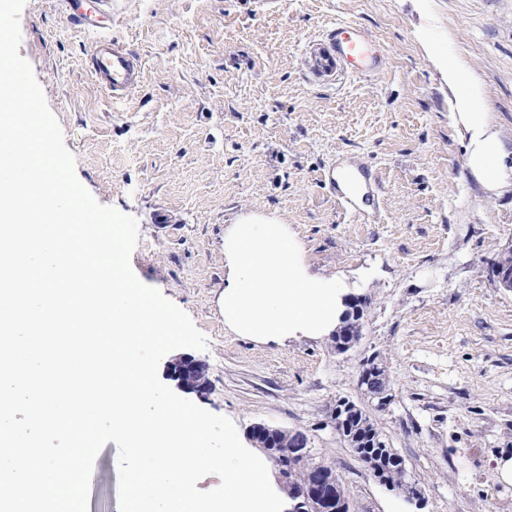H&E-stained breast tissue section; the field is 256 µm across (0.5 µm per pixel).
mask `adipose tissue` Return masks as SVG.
<instances>
[{"instance_id":"1","label":"adipose tissue","mask_w":512,"mask_h":512,"mask_svg":"<svg viewBox=\"0 0 512 512\" xmlns=\"http://www.w3.org/2000/svg\"><path fill=\"white\" fill-rule=\"evenodd\" d=\"M447 80L454 90L452 112L456 124L468 135L466 167L489 193L498 195L512 188V168L505 165L499 131L487 120L485 100L477 82L461 85L460 70L449 66Z\"/></svg>"}]
</instances>
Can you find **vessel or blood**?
<instances>
[{"instance_id": "obj_1", "label": "vessel or blood", "mask_w": 512, "mask_h": 512, "mask_svg": "<svg viewBox=\"0 0 512 512\" xmlns=\"http://www.w3.org/2000/svg\"><path fill=\"white\" fill-rule=\"evenodd\" d=\"M312 70L320 78L340 74L370 77L388 66L386 49L354 21L333 23L324 38L312 44ZM92 69L113 99L128 96L136 85L137 71L132 55L114 39H99L93 48ZM323 185L332 189L341 209L351 217L368 221L378 210L381 178L376 171L343 161L321 170Z\"/></svg>"}]
</instances>
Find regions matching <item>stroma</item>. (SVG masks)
Here are the masks:
<instances>
[{
    "mask_svg": "<svg viewBox=\"0 0 512 512\" xmlns=\"http://www.w3.org/2000/svg\"><path fill=\"white\" fill-rule=\"evenodd\" d=\"M68 0H26L20 56L31 65L100 204L133 216L138 279L208 340L210 392L198 406L304 432L341 478L351 512H512V288L495 274L512 249V193L489 195L466 167L452 91L426 57L431 39L483 88L512 149V0H107L92 32ZM338 20L361 23L389 72L316 80L309 45ZM139 65L112 100L90 63L96 36ZM363 157L382 179L378 222L347 216L321 168ZM275 216L311 272L362 298V338L255 342L224 323V237L239 218ZM385 365L383 410L363 394V358ZM367 411L422 491L413 505L379 485L336 434L338 399ZM86 512H120L118 451L98 453Z\"/></svg>",
    "mask_w": 512,
    "mask_h": 512,
    "instance_id": "35a3bbf8",
    "label": "stroma"
}]
</instances>
